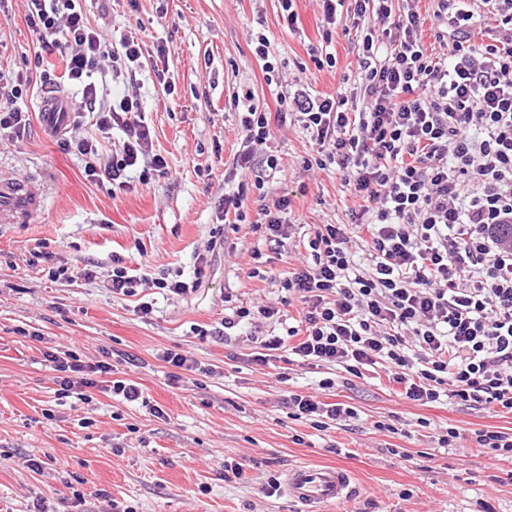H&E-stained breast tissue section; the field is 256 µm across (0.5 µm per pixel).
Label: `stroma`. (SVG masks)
<instances>
[{
	"instance_id": "stroma-1",
	"label": "stroma",
	"mask_w": 512,
	"mask_h": 512,
	"mask_svg": "<svg viewBox=\"0 0 512 512\" xmlns=\"http://www.w3.org/2000/svg\"><path fill=\"white\" fill-rule=\"evenodd\" d=\"M354 0H347L331 44L323 42L318 0H296L298 27L283 25L280 0H83L90 24L109 44L134 36L145 56L164 40L176 75L174 95L141 81L146 119L169 174L130 193L83 176L81 160L60 150L34 117L21 143H0V166L47 187L37 223L0 228V512H32L36 497H49L55 512H108L110 500L135 512H298L285 491L262 492L268 477L284 479L301 464L339 467L355 488L324 512H512V484L504 482L512 459L477 447V430L512 431V413L471 408L447 399L420 405L402 399L385 373L347 377L333 366L277 360L251 361L257 338L282 335L274 321L238 325L224 340L201 338L193 328L215 325L235 307L257 301L281 305L280 280L288 257L271 249L249 225L225 229L211 245L216 211L236 187L231 172L240 141L235 93L252 91L274 104L254 55V36L271 42L281 83L302 77L311 93H335L337 75L359 77V50L367 32ZM25 0H10L0 16V66L28 72L36 86L22 104L37 109L44 94L34 55L39 47L25 21ZM328 46L335 70L318 69L312 51ZM266 148L279 166L265 185L266 204L286 195L303 237L309 225L339 224L356 202L338 172H307L303 158L317 147L300 127L272 128ZM45 245L55 263L99 265L94 281H50L30 253ZM272 275L248 277L253 250ZM152 271L192 276L198 255L207 265L196 292L154 294L155 312L140 317L136 298L112 297L103 286L113 254ZM73 349L92 364L110 359L115 378L142 390L128 403L99 388L61 392L48 356ZM185 350L199 373H177L160 359ZM335 385L322 389L324 379ZM354 407V421L313 428L294 419L285 390ZM163 417L151 414V407ZM463 429L441 446L444 428ZM411 462H404L403 454ZM40 460L33 472L30 459ZM245 460L240 475L224 472L225 459Z\"/></svg>"
}]
</instances>
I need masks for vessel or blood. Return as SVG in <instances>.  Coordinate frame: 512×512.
I'll list each match as a JSON object with an SVG mask.
<instances>
[{
	"instance_id": "obj_1",
	"label": "vessel or blood",
	"mask_w": 512,
	"mask_h": 512,
	"mask_svg": "<svg viewBox=\"0 0 512 512\" xmlns=\"http://www.w3.org/2000/svg\"><path fill=\"white\" fill-rule=\"evenodd\" d=\"M45 124L65 130L70 117L65 94L44 98L39 104ZM45 209V196L29 179L0 171V224H30ZM290 500L303 512H322L325 505L347 499L353 493L351 479L337 467L313 468L299 465L289 470L285 480Z\"/></svg>"
}]
</instances>
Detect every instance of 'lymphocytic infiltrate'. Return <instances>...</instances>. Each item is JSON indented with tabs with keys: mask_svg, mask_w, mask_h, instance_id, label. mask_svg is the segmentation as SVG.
<instances>
[{
	"mask_svg": "<svg viewBox=\"0 0 512 512\" xmlns=\"http://www.w3.org/2000/svg\"><path fill=\"white\" fill-rule=\"evenodd\" d=\"M392 2L355 0L357 16L368 22L355 87L341 83L334 95L314 97L301 86L278 92L276 109L251 104L240 115L236 167L254 166L271 124L297 125L318 147L303 169L337 168L359 200L348 223L314 225L304 239L297 267L280 283L301 319L285 336L262 340L251 360L265 366L285 350L298 364L338 366L356 378L381 366L410 401L445 396L512 413V0H439L434 16L447 25L436 35L439 58L421 40L424 17L411 7L395 11ZM479 5L498 18L492 39L474 21ZM26 22L39 40L36 65L61 50L68 83L81 89L73 134L59 146L81 158L86 180L128 193L167 175L165 157L152 150L143 101L123 87L142 70L173 94L166 45L157 44L143 68L141 41L126 36L108 49L80 0H26ZM102 70L122 87L106 104L93 80ZM31 82L23 72L0 70V138L28 137L32 114L18 101ZM85 122L93 133L79 134ZM115 128L123 138L107 160L98 136ZM264 188L260 176L238 183L218 218L250 223L275 250H289L288 196L247 217L245 199ZM360 247L369 256L364 269L354 261ZM205 265L201 256L192 277L155 275L116 253L106 286L113 297L137 298L147 317L154 307L143 289L187 295ZM53 362L65 392L95 386L96 376L112 371L109 361L86 365L72 350ZM285 403L292 417L317 428L357 416L353 407L293 391Z\"/></svg>",
	"mask_w": 512,
	"mask_h": 512,
	"instance_id": "f902f5d3",
	"label": "lymphocytic infiltrate"
}]
</instances>
